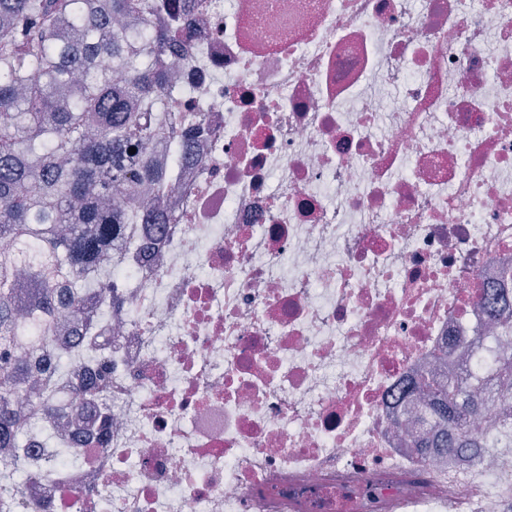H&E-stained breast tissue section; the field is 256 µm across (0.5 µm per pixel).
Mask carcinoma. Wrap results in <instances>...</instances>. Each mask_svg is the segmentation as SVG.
Instances as JSON below:
<instances>
[{
  "mask_svg": "<svg viewBox=\"0 0 512 512\" xmlns=\"http://www.w3.org/2000/svg\"><path fill=\"white\" fill-rule=\"evenodd\" d=\"M144 8L138 29L114 22ZM158 6L142 0H0V450L11 456L6 478L26 477L34 463L18 452L24 430L19 394L33 393L29 409L53 420V447L44 468L54 470L81 459L74 423L63 422L54 406V378L73 371L81 352L55 336L58 306L86 325L112 312V243L122 224L139 223L118 192L154 190L143 210L152 223L169 224L163 211L170 182L153 159L158 134L179 143V117L166 129L150 122L175 77L171 50L189 54L190 25L154 18ZM110 57L120 80L97 65ZM136 152H131V149ZM29 288L16 295L15 279ZM109 380L99 374L73 385L75 399L107 409ZM415 390L427 399L437 433L414 443L450 453L486 448L504 426L512 438V350L489 359L480 386L457 376L420 380ZM500 407L486 421L482 407Z\"/></svg>",
  "mask_w": 512,
  "mask_h": 512,
  "instance_id": "obj_1",
  "label": "carcinoma"
}]
</instances>
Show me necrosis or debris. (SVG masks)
Here are the masks:
<instances>
[{
	"label": "necrosis or debris",
	"instance_id": "necrosis-or-debris-1",
	"mask_svg": "<svg viewBox=\"0 0 512 512\" xmlns=\"http://www.w3.org/2000/svg\"><path fill=\"white\" fill-rule=\"evenodd\" d=\"M157 124L203 126L126 225L106 442L0 512H512L498 453L406 441L408 383L512 325V0H202Z\"/></svg>",
	"mask_w": 512,
	"mask_h": 512
}]
</instances>
